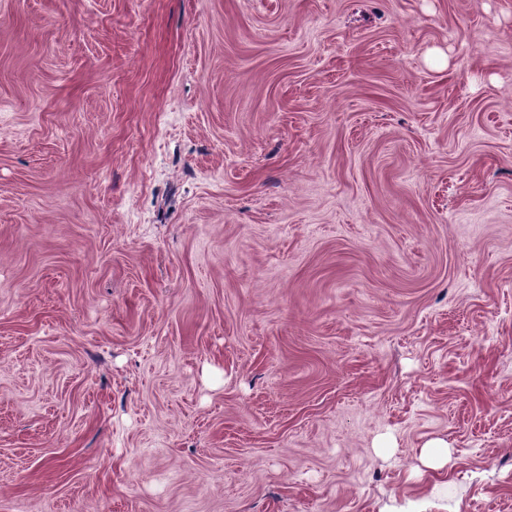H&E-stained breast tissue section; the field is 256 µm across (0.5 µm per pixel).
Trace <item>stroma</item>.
Returning <instances> with one entry per match:
<instances>
[{
	"label": "stroma",
	"mask_w": 512,
	"mask_h": 512,
	"mask_svg": "<svg viewBox=\"0 0 512 512\" xmlns=\"http://www.w3.org/2000/svg\"><path fill=\"white\" fill-rule=\"evenodd\" d=\"M0 512H512V0H0Z\"/></svg>",
	"instance_id": "35a3bbf8"
}]
</instances>
